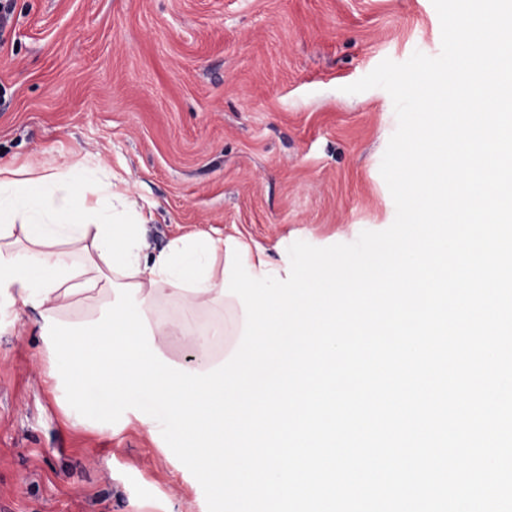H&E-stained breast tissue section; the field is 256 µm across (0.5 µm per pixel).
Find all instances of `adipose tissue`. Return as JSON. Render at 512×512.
I'll use <instances>...</instances> for the list:
<instances>
[{"label":"adipose tissue","mask_w":512,"mask_h":512,"mask_svg":"<svg viewBox=\"0 0 512 512\" xmlns=\"http://www.w3.org/2000/svg\"><path fill=\"white\" fill-rule=\"evenodd\" d=\"M137 215L136 201L115 190L105 172L84 179L0 168V298L64 322L78 308L92 321L114 301L113 284L139 285L155 348L184 337L203 357L199 371H207L210 339L221 329L193 328L189 317L234 302L221 293L226 242L194 232L157 250ZM164 304L172 312L159 314Z\"/></svg>","instance_id":"1"}]
</instances>
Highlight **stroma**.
Instances as JSON below:
<instances>
[{
  "label": "stroma",
  "instance_id": "stroma-1",
  "mask_svg": "<svg viewBox=\"0 0 512 512\" xmlns=\"http://www.w3.org/2000/svg\"><path fill=\"white\" fill-rule=\"evenodd\" d=\"M0 165L123 180L158 249L203 231L281 256L389 227L387 91L343 88L436 56L432 0H11ZM36 311L0 304V512H207L138 421L77 423Z\"/></svg>",
  "mask_w": 512,
  "mask_h": 512
}]
</instances>
